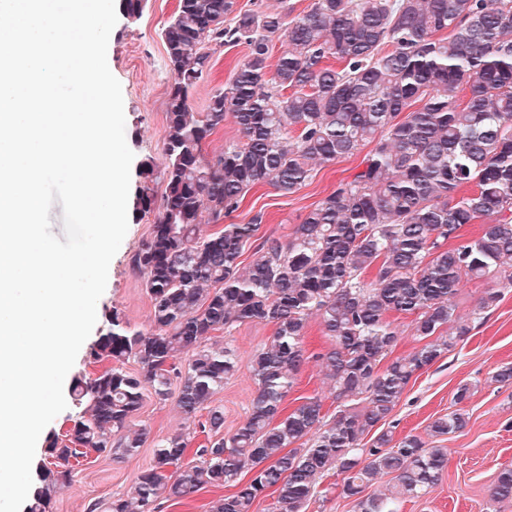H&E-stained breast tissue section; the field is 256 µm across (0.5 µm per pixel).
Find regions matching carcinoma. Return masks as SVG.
<instances>
[{
	"label": "carcinoma",
	"instance_id": "cac0c4a2",
	"mask_svg": "<svg viewBox=\"0 0 512 512\" xmlns=\"http://www.w3.org/2000/svg\"><path fill=\"white\" fill-rule=\"evenodd\" d=\"M144 2L121 0L120 9L136 21ZM280 37L288 49L272 65ZM161 38L171 74L164 163L141 164L132 200L136 214L153 215L131 256L150 323L108 315L90 351L105 367L74 379L78 411L65 435L47 440L28 512H50L89 453L122 458L143 446L146 430L134 419L147 392L161 404L175 399L186 426L155 443L149 467L107 512H158L208 487L228 489L210 512H255L271 493L276 512H305L330 474L356 512H396L442 480L450 449L395 437L387 417L411 379L501 298L490 288L463 316L460 288L488 278L512 287V0H312L296 15L260 0L246 10L235 0H178ZM226 45L247 55L195 112L192 93ZM229 119L237 138L207 153ZM365 147L361 169L285 239H261L244 263L263 215L224 218L251 189L293 194L315 166ZM476 222L478 235L462 238ZM202 224L223 228L204 234ZM313 315L329 344L311 353ZM403 316L423 344L395 356ZM255 320L273 333L248 361V414L226 433L214 396L238 361L208 336ZM311 358L330 382L332 415L318 394L288 406ZM467 422L458 409L429 431L454 435ZM383 475L394 493L367 492ZM510 499L512 468H504L490 500Z\"/></svg>",
	"mask_w": 512,
	"mask_h": 512
}]
</instances>
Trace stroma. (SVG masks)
<instances>
[{"instance_id":"stroma-1","label":"stroma","mask_w":512,"mask_h":512,"mask_svg":"<svg viewBox=\"0 0 512 512\" xmlns=\"http://www.w3.org/2000/svg\"><path fill=\"white\" fill-rule=\"evenodd\" d=\"M176 5L177 0H147L136 22L118 18L108 43V66L122 87L126 141L138 163L163 161L171 77L160 32ZM246 53L242 46L218 49L211 76L194 91L195 111H203L212 92L228 80ZM361 161V156L355 155L318 167L304 186L287 196L268 185L255 187L232 220L245 222L260 212L264 215L261 234L285 237L336 182L356 172ZM128 221V231L111 261L107 286L97 303V320L105 322L109 312L116 310L131 324L143 326L149 320L150 299L141 276L130 267V256L148 238L152 219L132 214ZM272 333L271 325L254 321L242 324L232 334L213 335L234 351L238 361L237 372L215 396L216 403L224 407L225 430L235 429L246 416L255 391L247 363ZM508 363L512 364V288L504 290L501 301L476 323L468 339L409 383L392 412L390 420L399 437L409 433L426 436L432 419L458 407L468 415L462 432L434 440L435 445L451 450L441 482L425 496L399 503V512H512V501L495 507L490 504L499 471L512 467V385L504 387L490 380L497 367ZM464 384L471 385L472 394L462 404H455L454 395ZM136 422L146 430L144 446L119 460L91 454L71 484L57 492L52 512H88L90 502L105 504L113 494L127 492L150 465L155 442L179 429L184 419L174 403L161 404L149 395Z\"/></svg>"}]
</instances>
